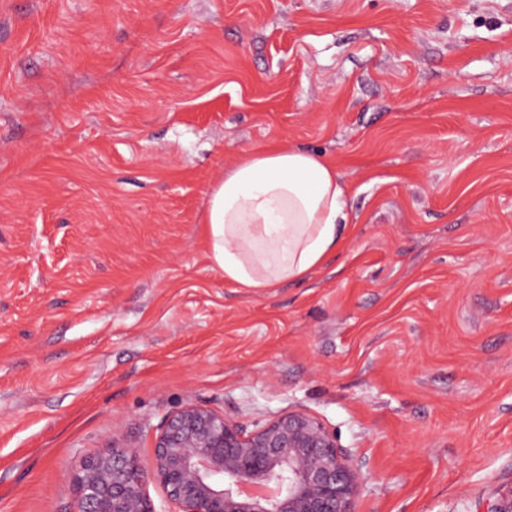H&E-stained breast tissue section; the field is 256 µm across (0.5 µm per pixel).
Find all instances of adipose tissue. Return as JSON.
<instances>
[{"label": "adipose tissue", "instance_id": "ef3b65f1", "mask_svg": "<svg viewBox=\"0 0 512 512\" xmlns=\"http://www.w3.org/2000/svg\"><path fill=\"white\" fill-rule=\"evenodd\" d=\"M202 222L214 270L239 288L300 282L344 245L352 222L331 162L297 147L247 150L210 191Z\"/></svg>", "mask_w": 512, "mask_h": 512}]
</instances>
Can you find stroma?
I'll use <instances>...</instances> for the list:
<instances>
[{
    "instance_id": "1",
    "label": "stroma",
    "mask_w": 512,
    "mask_h": 512,
    "mask_svg": "<svg viewBox=\"0 0 512 512\" xmlns=\"http://www.w3.org/2000/svg\"><path fill=\"white\" fill-rule=\"evenodd\" d=\"M269 144L357 221L255 291L201 220ZM188 404L314 414L353 512L512 486V0H0V512H73Z\"/></svg>"
}]
</instances>
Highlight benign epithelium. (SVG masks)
I'll use <instances>...</instances> for the list:
<instances>
[{"instance_id": "benign-epithelium-1", "label": "benign epithelium", "mask_w": 512, "mask_h": 512, "mask_svg": "<svg viewBox=\"0 0 512 512\" xmlns=\"http://www.w3.org/2000/svg\"><path fill=\"white\" fill-rule=\"evenodd\" d=\"M150 481L175 512H352L365 475L304 410L246 433L227 414L186 405L166 417L149 466L127 447L85 461L75 512H160ZM485 512H512V488Z\"/></svg>"}]
</instances>
